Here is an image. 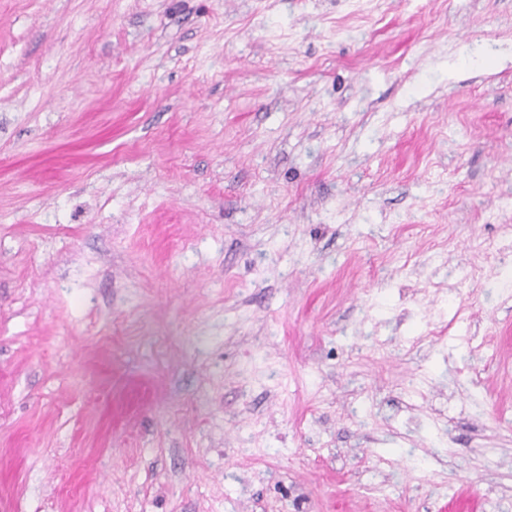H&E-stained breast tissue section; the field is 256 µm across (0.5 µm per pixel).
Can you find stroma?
I'll use <instances>...</instances> for the list:
<instances>
[{
    "instance_id": "35a3bbf8",
    "label": "stroma",
    "mask_w": 512,
    "mask_h": 512,
    "mask_svg": "<svg viewBox=\"0 0 512 512\" xmlns=\"http://www.w3.org/2000/svg\"><path fill=\"white\" fill-rule=\"evenodd\" d=\"M511 227L512 0H0V512H512Z\"/></svg>"
}]
</instances>
